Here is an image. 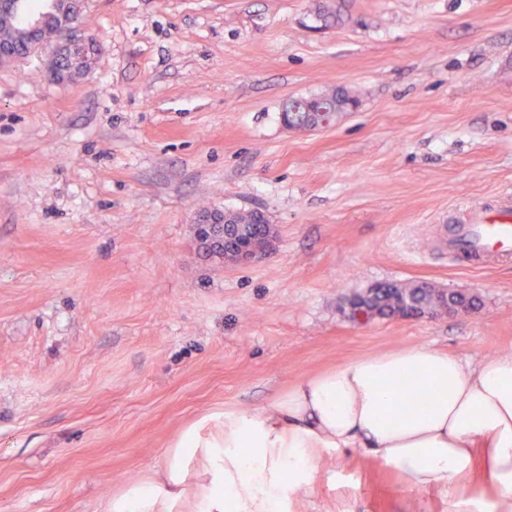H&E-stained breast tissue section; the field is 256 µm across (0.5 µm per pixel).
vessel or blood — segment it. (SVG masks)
I'll use <instances>...</instances> for the list:
<instances>
[{
	"instance_id": "1",
	"label": "vessel or blood",
	"mask_w": 512,
	"mask_h": 512,
	"mask_svg": "<svg viewBox=\"0 0 512 512\" xmlns=\"http://www.w3.org/2000/svg\"><path fill=\"white\" fill-rule=\"evenodd\" d=\"M467 214L448 236L449 256L477 263L488 257L512 258V220H496L476 208L468 209Z\"/></svg>"
}]
</instances>
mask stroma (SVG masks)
<instances>
[{"label":"stroma","mask_w":512,"mask_h":512,"mask_svg":"<svg viewBox=\"0 0 512 512\" xmlns=\"http://www.w3.org/2000/svg\"><path fill=\"white\" fill-rule=\"evenodd\" d=\"M94 70L0 67V512H108L183 430L369 354L512 352V259L450 263L512 187V0H85ZM354 109L287 130L289 100ZM203 208L262 212L263 261L204 257ZM466 317L354 325L384 282ZM293 512H449L353 451ZM374 293L375 289L360 294L361 298H356L357 294H353L346 299L344 310L351 322L365 325L377 318H385L372 304Z\"/></svg>","instance_id":"obj_1"}]
</instances>
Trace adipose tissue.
Instances as JSON below:
<instances>
[{"label":"adipose tissue","instance_id":"adipose-tissue-1","mask_svg":"<svg viewBox=\"0 0 512 512\" xmlns=\"http://www.w3.org/2000/svg\"><path fill=\"white\" fill-rule=\"evenodd\" d=\"M355 449L447 495L452 512H512V353L475 365L429 347L369 355L269 405L204 417L112 512H289L322 460Z\"/></svg>","mask_w":512,"mask_h":512}]
</instances>
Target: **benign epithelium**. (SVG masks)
I'll return each mask as SVG.
<instances>
[{"mask_svg":"<svg viewBox=\"0 0 512 512\" xmlns=\"http://www.w3.org/2000/svg\"><path fill=\"white\" fill-rule=\"evenodd\" d=\"M85 0H46V11L37 15L25 14V37L29 39L28 50L39 45L36 36L46 15L57 18L63 37L60 42L48 48V70L54 81L64 83L74 77L90 72L96 64L101 47L97 42L79 34L77 19ZM336 105L312 104L308 98H294L282 112V123L291 131H309L329 126L335 121ZM194 238L210 249L217 251L218 261L226 265H249L260 262L275 251L276 232L271 224L262 225V236L266 248L259 250L254 245L257 231H242L236 235L227 232L224 214L216 213L207 217L196 216L192 224ZM374 291L356 297L351 295L345 302L347 318L358 325L368 324L382 314L373 306Z\"/></svg>","mask_w":512,"mask_h":512,"instance_id":"benign-epithelium-1","label":"benign epithelium"}]
</instances>
